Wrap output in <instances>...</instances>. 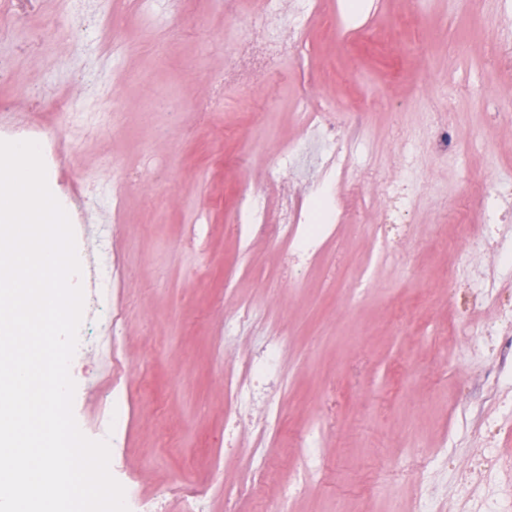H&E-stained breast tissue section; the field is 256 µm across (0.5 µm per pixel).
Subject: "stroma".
Returning a JSON list of instances; mask_svg holds the SVG:
<instances>
[{
    "mask_svg": "<svg viewBox=\"0 0 512 512\" xmlns=\"http://www.w3.org/2000/svg\"><path fill=\"white\" fill-rule=\"evenodd\" d=\"M323 0L290 55L251 90L252 111L220 89L246 20L224 23L222 0H180L177 12L145 19L139 0H34L15 23L0 0V115L47 135L57 196L84 195L76 235L82 289L92 291L97 233L109 227L128 374L112 388V358L76 351L73 414L95 438L98 410L118 391L126 411L121 447L109 464L124 489L152 496L176 483L204 490L209 512L248 472L263 478L246 512H474L461 486L481 490L470 460L499 419V339L449 335L473 291L493 283L512 296V266L484 244L471 209L468 241L454 239L457 214L489 183L512 182V65L494 60L492 40L512 37V0ZM76 17L84 34L43 43L36 32ZM111 20L116 41L97 28ZM309 89L336 103L353 139V177L369 196L350 207L320 256L284 278L287 244L231 234L239 182L277 174L278 150L305 135L298 100ZM80 112L57 125L55 100ZM117 99L111 131L95 128ZM368 100L363 119L347 112ZM481 143L456 153L430 112ZM411 168L397 157L403 138ZM165 174L145 171V157ZM137 173L120 211L96 180L107 159ZM411 194L403 236L381 244L389 184ZM256 318L238 326L237 306ZM287 336L275 402L279 422L242 429L224 447L230 401L224 375L244 369L270 334Z\"/></svg>",
    "mask_w": 512,
    "mask_h": 512,
    "instance_id": "obj_1",
    "label": "stroma"
}]
</instances>
